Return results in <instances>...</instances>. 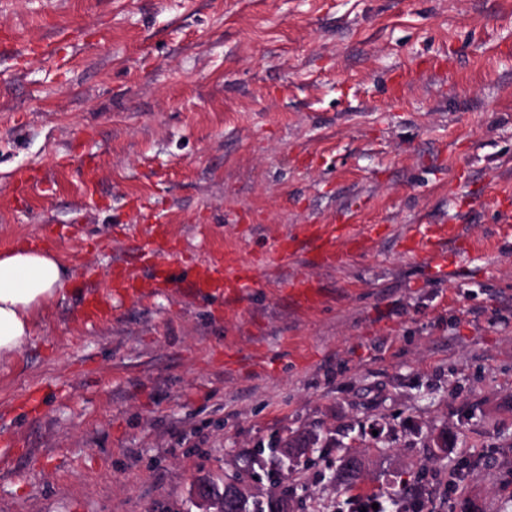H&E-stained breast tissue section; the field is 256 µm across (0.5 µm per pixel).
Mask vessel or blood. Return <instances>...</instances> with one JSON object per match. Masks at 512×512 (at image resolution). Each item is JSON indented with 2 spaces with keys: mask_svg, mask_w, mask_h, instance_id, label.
Returning <instances> with one entry per match:
<instances>
[{
  "mask_svg": "<svg viewBox=\"0 0 512 512\" xmlns=\"http://www.w3.org/2000/svg\"><path fill=\"white\" fill-rule=\"evenodd\" d=\"M372 232L369 225L315 224L303 237L282 238L277 245L278 258L284 263L296 254L306 253L317 263L332 264L339 259L338 241L348 240L354 248L362 250L371 243ZM451 237V231L442 226L418 229L411 235L424 262L433 267L447 265L448 255L443 246ZM178 248L179 242L167 225H153L148 238L136 246L133 261L114 263L109 288L87 285L82 299L85 322L96 324L108 319L112 314L113 294L140 295L149 284L157 288L178 284L193 296L221 294L228 300L239 297L250 288L251 265L240 262L231 253L225 258L199 265L190 277H181L172 265L159 261L162 253L174 252Z\"/></svg>",
  "mask_w": 512,
  "mask_h": 512,
  "instance_id": "b4317fda",
  "label": "vessel or blood"
}]
</instances>
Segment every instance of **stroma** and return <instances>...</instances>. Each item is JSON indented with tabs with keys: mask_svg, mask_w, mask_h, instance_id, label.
Returning <instances> with one entry per match:
<instances>
[{
	"mask_svg": "<svg viewBox=\"0 0 512 512\" xmlns=\"http://www.w3.org/2000/svg\"><path fill=\"white\" fill-rule=\"evenodd\" d=\"M11 32L54 54L0 56V249H55L71 288L0 359V512H199L232 473L293 512L405 480L421 512H512V0H0ZM20 167L45 182L15 192ZM154 222L255 261L253 288L85 323L82 273L106 284ZM343 222L380 234L264 263ZM433 224L444 272L406 249ZM301 433L310 458L266 454ZM192 495L200 512H224V503L228 498H224V493L216 494L209 482L196 483Z\"/></svg>",
	"mask_w": 512,
	"mask_h": 512,
	"instance_id": "35a3bbf8",
	"label": "stroma"
}]
</instances>
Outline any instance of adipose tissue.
Segmentation results:
<instances>
[{
	"label": "adipose tissue",
	"mask_w": 512,
	"mask_h": 512,
	"mask_svg": "<svg viewBox=\"0 0 512 512\" xmlns=\"http://www.w3.org/2000/svg\"><path fill=\"white\" fill-rule=\"evenodd\" d=\"M65 288L62 263L53 250L19 244L0 251V357L32 342L35 309Z\"/></svg>",
	"instance_id": "ef3b65f1"
}]
</instances>
